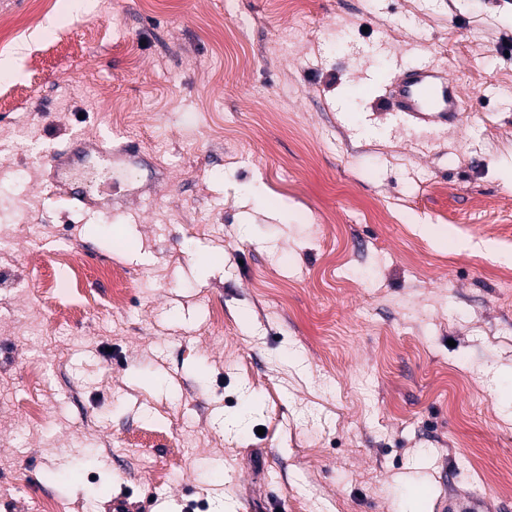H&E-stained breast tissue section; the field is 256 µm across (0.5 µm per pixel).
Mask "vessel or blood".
I'll use <instances>...</instances> for the list:
<instances>
[{
	"mask_svg": "<svg viewBox=\"0 0 512 512\" xmlns=\"http://www.w3.org/2000/svg\"><path fill=\"white\" fill-rule=\"evenodd\" d=\"M392 126L416 132L429 128L453 127L461 119L463 93L460 84L451 77L444 65L431 60L400 64L387 97ZM108 162L112 159V141L100 138L93 151H76L65 155H46L44 165L51 179L63 183L67 201L95 209L100 199L87 171L89 157Z\"/></svg>",
	"mask_w": 512,
	"mask_h": 512,
	"instance_id": "obj_1",
	"label": "vessel or blood"
}]
</instances>
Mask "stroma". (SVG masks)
I'll return each mask as SVG.
<instances>
[{"label": "stroma", "mask_w": 512, "mask_h": 512, "mask_svg": "<svg viewBox=\"0 0 512 512\" xmlns=\"http://www.w3.org/2000/svg\"><path fill=\"white\" fill-rule=\"evenodd\" d=\"M92 2L0 0V512H512V0ZM423 56L463 112L413 136L372 114ZM110 133L106 132L96 140L102 146H96L92 151L78 150L73 154L65 155L56 151L46 155L44 166L49 168L52 182L58 186L63 182V192L66 201L81 203L87 209H95L100 199L95 195L93 182L90 181V173H86L87 161L96 156L103 162H112V139Z\"/></svg>", "instance_id": "1"}]
</instances>
